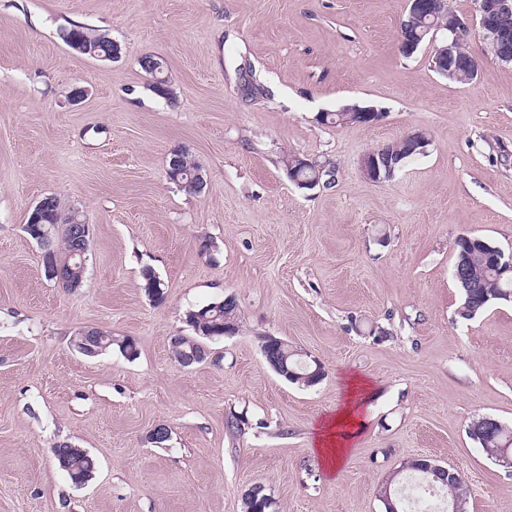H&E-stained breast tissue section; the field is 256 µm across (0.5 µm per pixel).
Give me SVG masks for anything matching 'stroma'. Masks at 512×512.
<instances>
[{"label":"stroma","mask_w":512,"mask_h":512,"mask_svg":"<svg viewBox=\"0 0 512 512\" xmlns=\"http://www.w3.org/2000/svg\"><path fill=\"white\" fill-rule=\"evenodd\" d=\"M450 5L479 62L468 84L431 71L433 43L400 53L407 0H0V512H243L253 483L274 512H383L382 481L417 455L462 473L468 512H512V468L468 434L481 416L512 426V302L462 319L452 277L460 235L512 254V63L491 53L478 0ZM73 24L121 58L70 48ZM245 59L263 98L239 90ZM350 103L381 120L319 122ZM417 130L424 154L363 177L367 152ZM178 146L202 164V193L167 179ZM286 152L333 162L334 183L297 188ZM50 194L92 227L72 291L46 279L24 230ZM146 266L163 303L139 286ZM228 295L241 331L181 368L169 345L190 335L186 311ZM87 327L134 339L136 356L81 355ZM267 335L323 379L278 376ZM354 375L371 397L333 470L316 431ZM62 441L96 459L86 485L56 464Z\"/></svg>","instance_id":"stroma-1"}]
</instances>
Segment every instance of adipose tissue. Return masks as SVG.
<instances>
[{"instance_id": "adipose-tissue-1", "label": "adipose tissue", "mask_w": 512, "mask_h": 512, "mask_svg": "<svg viewBox=\"0 0 512 512\" xmlns=\"http://www.w3.org/2000/svg\"><path fill=\"white\" fill-rule=\"evenodd\" d=\"M367 385L360 378L349 383L348 399L344 407L324 423L323 433L316 440L318 453L330 466H338L355 437L359 436L362 422L358 415L361 402L359 393L365 392Z\"/></svg>"}]
</instances>
